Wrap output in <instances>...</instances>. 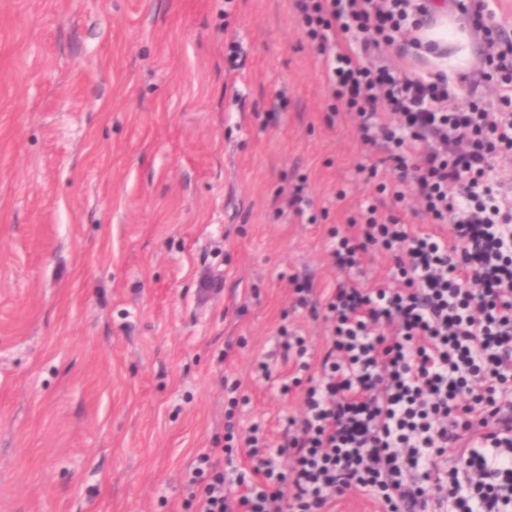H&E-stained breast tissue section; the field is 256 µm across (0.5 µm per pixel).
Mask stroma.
I'll list each match as a JSON object with an SVG mask.
<instances>
[{
    "mask_svg": "<svg viewBox=\"0 0 512 512\" xmlns=\"http://www.w3.org/2000/svg\"><path fill=\"white\" fill-rule=\"evenodd\" d=\"M483 2L448 89L501 113L485 46L512 0ZM380 157L293 0H0V512H193L226 423L279 443L301 399L278 331L325 337L294 279H340L330 233L369 203L437 230L377 192Z\"/></svg>",
    "mask_w": 512,
    "mask_h": 512,
    "instance_id": "1",
    "label": "stroma"
}]
</instances>
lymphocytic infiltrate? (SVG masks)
<instances>
[{
    "label": "lymphocytic infiltrate",
    "instance_id": "obj_1",
    "mask_svg": "<svg viewBox=\"0 0 512 512\" xmlns=\"http://www.w3.org/2000/svg\"><path fill=\"white\" fill-rule=\"evenodd\" d=\"M411 0H296L324 52L335 99L359 119L365 144L398 169L388 192L415 195L449 234L415 233L368 206L331 246L348 273L362 254L389 253L394 280L364 286L346 277L324 298L295 281V307L328 325L318 374L303 337L281 334L303 406L278 445L245 436L240 466L217 445L187 480L195 512H331L360 493L386 512H501L512 500V246L496 217L504 203L485 175L489 157L512 151V131L478 106L448 110V75L398 74L382 48ZM456 452L451 469L441 457Z\"/></svg>",
    "mask_w": 512,
    "mask_h": 512
}]
</instances>
